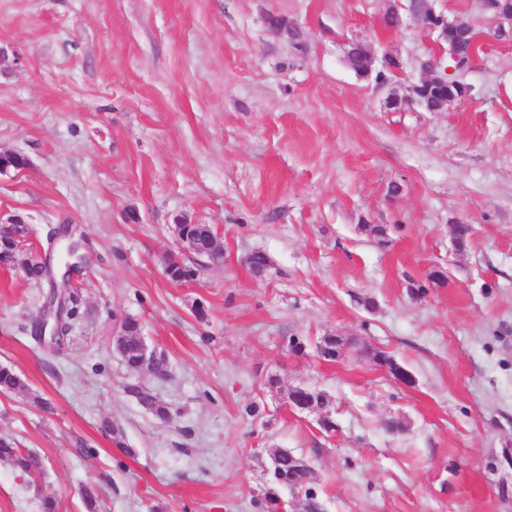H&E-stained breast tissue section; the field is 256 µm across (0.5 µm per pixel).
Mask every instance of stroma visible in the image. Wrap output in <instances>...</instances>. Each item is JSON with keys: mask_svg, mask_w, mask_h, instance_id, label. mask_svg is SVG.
<instances>
[{"mask_svg": "<svg viewBox=\"0 0 512 512\" xmlns=\"http://www.w3.org/2000/svg\"><path fill=\"white\" fill-rule=\"evenodd\" d=\"M407 4L0 0V152L27 160L0 173V223L56 266L48 233L72 225L85 258L52 284L0 264V366L26 385L0 393V436L43 461H0V512H41L47 493L87 512L86 486L99 512H302L303 495L266 498L277 448L309 462L327 512H512V40L483 0H432L478 32L474 91L391 110L439 52ZM356 41L400 58L388 85L349 67ZM180 224L214 225L224 251L187 282L164 272ZM53 288L78 302L49 354L31 318ZM127 317L167 377L115 353ZM328 335L352 345L333 363L316 355ZM296 387L325 393L335 431L288 407Z\"/></svg>", "mask_w": 512, "mask_h": 512, "instance_id": "35a3bbf8", "label": "stroma"}]
</instances>
